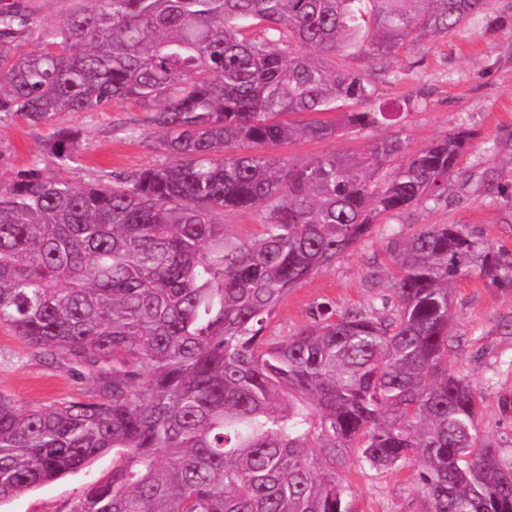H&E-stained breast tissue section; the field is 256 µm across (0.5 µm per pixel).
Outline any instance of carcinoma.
Returning <instances> with one entry per match:
<instances>
[{
	"label": "carcinoma",
	"instance_id": "carcinoma-1",
	"mask_svg": "<svg viewBox=\"0 0 512 512\" xmlns=\"http://www.w3.org/2000/svg\"><path fill=\"white\" fill-rule=\"evenodd\" d=\"M490 0H83L20 49L0 8V112L131 103L173 161L108 185L72 186L37 164L0 170V324L97 391L57 406L0 394V501L112 453L72 512H349L352 450L372 469L415 463L419 512H512V460L482 437L481 395L448 371L465 351L453 292L512 261L461 224L402 240L396 279L360 310L313 305L289 336L280 302L393 213L447 195L471 132L403 160L395 139L294 166L255 146L335 137L394 112H333L369 97L336 64L445 35ZM61 127L45 143L64 164ZM227 210L264 212L248 240Z\"/></svg>",
	"mask_w": 512,
	"mask_h": 512
}]
</instances>
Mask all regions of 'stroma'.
Instances as JSON below:
<instances>
[{
	"label": "stroma",
	"mask_w": 512,
	"mask_h": 512,
	"mask_svg": "<svg viewBox=\"0 0 512 512\" xmlns=\"http://www.w3.org/2000/svg\"><path fill=\"white\" fill-rule=\"evenodd\" d=\"M21 2L30 16L24 41L33 46L66 18L75 0ZM336 62L370 83L371 95L358 110L394 112L397 120L371 130L348 129L331 139L298 138L271 147V154L303 165L331 153H357L374 138H391L406 157L454 130H470L474 137L459 172L448 181L447 201L385 215L369 237L291 291L270 321L271 336L298 331L308 324L311 307L324 300L342 310L366 306L368 276L390 280L400 238L423 226L462 224L512 255V0H492L489 11L456 32L415 38L390 56L373 59L356 45L340 52ZM408 99L415 108L404 109ZM145 118L139 107L125 103L98 112H61L47 123L0 112V166L49 165L44 145L65 126L79 131L81 149L55 176L75 186L108 183L113 174L167 162ZM454 305L470 345L449 356L448 368L476 385L483 398L480 432L510 457L512 411H503L500 400L512 399V335H504L499 323L512 317V285L472 272L460 283ZM92 389V381L55 368L0 325V392L23 405H51L83 398ZM111 469V454L98 456L82 469L0 502V512H70L86 486ZM413 473L410 463L381 472L350 463L344 473L350 512H417Z\"/></svg>",
	"instance_id": "35a3bbf8"
}]
</instances>
